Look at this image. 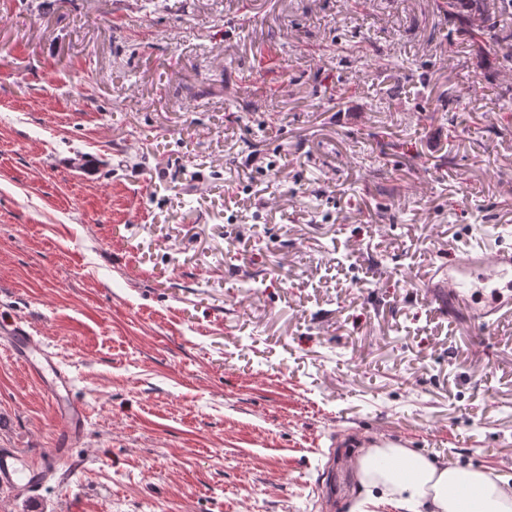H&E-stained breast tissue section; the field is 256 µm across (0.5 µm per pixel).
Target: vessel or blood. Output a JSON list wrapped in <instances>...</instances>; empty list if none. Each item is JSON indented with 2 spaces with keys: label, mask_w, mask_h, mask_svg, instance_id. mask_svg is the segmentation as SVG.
Masks as SVG:
<instances>
[{
  "label": "vessel or blood",
  "mask_w": 512,
  "mask_h": 512,
  "mask_svg": "<svg viewBox=\"0 0 512 512\" xmlns=\"http://www.w3.org/2000/svg\"><path fill=\"white\" fill-rule=\"evenodd\" d=\"M498 280L512 283V241L500 240L495 248H471L448 264V271L430 292L441 310L461 324L488 334L512 314V300L500 298L487 304L475 302L477 282ZM0 348L41 382L55 404L64 434V443L48 456H34L17 448H0V488L18 496L38 492L55 471L57 459L66 457L68 445L76 440L88 418L86 409L69 399L70 374L30 331L15 323L0 329Z\"/></svg>",
  "instance_id": "vessel-or-blood-1"
}]
</instances>
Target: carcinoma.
Returning <instances> with one entry per match:
<instances>
[{"label":"carcinoma","instance_id":"carcinoma-1","mask_svg":"<svg viewBox=\"0 0 512 512\" xmlns=\"http://www.w3.org/2000/svg\"><path fill=\"white\" fill-rule=\"evenodd\" d=\"M436 6L448 21L459 24L474 56L512 61V30L498 21L501 14H512V0H436Z\"/></svg>","mask_w":512,"mask_h":512}]
</instances>
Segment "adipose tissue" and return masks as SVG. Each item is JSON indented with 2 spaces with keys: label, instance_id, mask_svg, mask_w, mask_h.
Listing matches in <instances>:
<instances>
[{
  "label": "adipose tissue",
  "instance_id": "1",
  "mask_svg": "<svg viewBox=\"0 0 512 512\" xmlns=\"http://www.w3.org/2000/svg\"><path fill=\"white\" fill-rule=\"evenodd\" d=\"M357 469L367 492L404 512H512V490L503 478L406 448L366 449Z\"/></svg>",
  "mask_w": 512,
  "mask_h": 512
}]
</instances>
